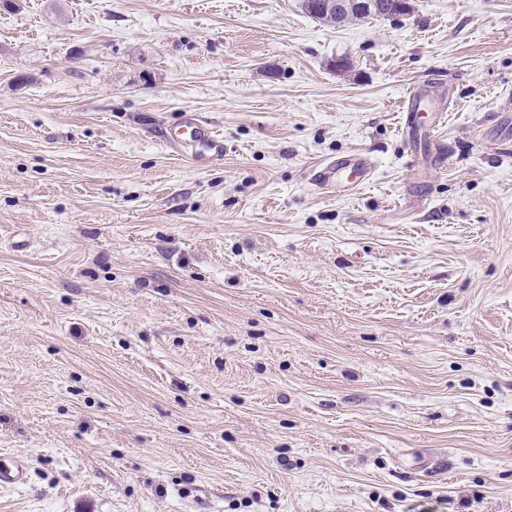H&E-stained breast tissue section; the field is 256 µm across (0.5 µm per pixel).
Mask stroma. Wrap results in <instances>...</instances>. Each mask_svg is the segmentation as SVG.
Here are the masks:
<instances>
[{
    "mask_svg": "<svg viewBox=\"0 0 512 512\" xmlns=\"http://www.w3.org/2000/svg\"><path fill=\"white\" fill-rule=\"evenodd\" d=\"M409 3L0 4V512H512V0ZM320 5L314 7L313 13L320 17V21L325 24L335 25L340 18L348 15L347 0H319ZM183 127L189 130V137L183 142L189 148V157L194 162L219 156L224 151L222 140L207 124L189 115ZM371 174L370 160L362 153L351 152L318 165L313 170L312 180L322 189H348L368 182ZM350 175L353 178L345 181ZM27 480V469L24 462L13 460L10 465H2L0 467V489H10Z\"/></svg>",
    "mask_w": 512,
    "mask_h": 512,
    "instance_id": "obj_1",
    "label": "stroma"
}]
</instances>
